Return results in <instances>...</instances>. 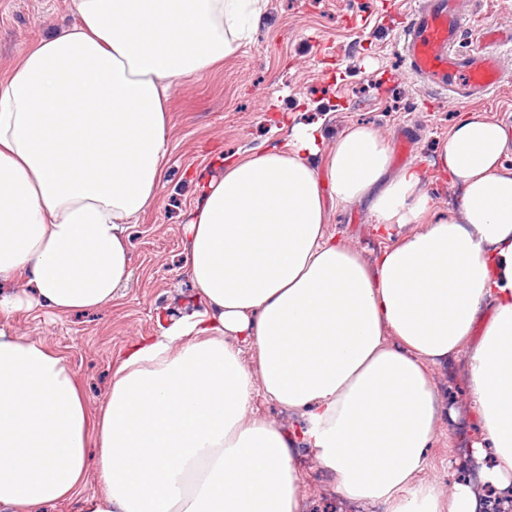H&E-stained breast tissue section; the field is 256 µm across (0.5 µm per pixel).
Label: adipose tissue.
<instances>
[{"mask_svg":"<svg viewBox=\"0 0 512 512\" xmlns=\"http://www.w3.org/2000/svg\"><path fill=\"white\" fill-rule=\"evenodd\" d=\"M266 3L70 0L73 23L0 77V284L34 290L0 295V323L36 302L63 316L116 299L132 274L125 226L162 186L171 89L235 54ZM511 152L500 123L457 122L434 165L462 187L456 217L437 216L415 166L390 174L364 125L330 144L302 125L225 158L184 227L196 309L130 346L98 410L62 354L0 326V512L73 498L81 512H299L300 444L364 505L479 512L467 484L447 506L413 479L438 414L427 367L486 307L472 446L493 456L484 483H512ZM362 201L390 240L370 263L326 231L328 204ZM257 390L307 423L249 417ZM91 447L103 490L86 497Z\"/></svg>","mask_w":512,"mask_h":512,"instance_id":"ef3b65f1","label":"adipose tissue"}]
</instances>
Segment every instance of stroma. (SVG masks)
I'll use <instances>...</instances> for the list:
<instances>
[{
    "instance_id": "obj_1",
    "label": "stroma",
    "mask_w": 512,
    "mask_h": 512,
    "mask_svg": "<svg viewBox=\"0 0 512 512\" xmlns=\"http://www.w3.org/2000/svg\"><path fill=\"white\" fill-rule=\"evenodd\" d=\"M411 0H268L251 42L220 67L173 87L170 156L156 206L129 225L132 276L112 305L55 316L35 308L15 312V335L41 340L78 373L90 409L106 399L120 353L136 338L193 306L184 268L182 226L209 178L223 173L232 153L286 139L292 125L321 123L328 141L351 125L369 124L387 141L393 170L414 164L427 175L436 205L452 207L459 193L430 165L452 125L481 109L512 128V87L482 103L456 104L411 77L397 37ZM68 0H0V73L45 32L72 22ZM327 231L364 255L388 244L368 207L330 206ZM465 342L448 362L431 366L441 400L427 464L418 482L451 501L463 456L460 440L476 436L469 414ZM302 512H353L313 449L294 454Z\"/></svg>"
}]
</instances>
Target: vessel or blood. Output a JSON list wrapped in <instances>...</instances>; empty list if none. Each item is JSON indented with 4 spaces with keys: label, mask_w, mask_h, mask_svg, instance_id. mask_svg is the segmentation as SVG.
I'll list each match as a JSON object with an SVG mask.
<instances>
[{
    "label": "vessel or blood",
    "mask_w": 512,
    "mask_h": 512,
    "mask_svg": "<svg viewBox=\"0 0 512 512\" xmlns=\"http://www.w3.org/2000/svg\"><path fill=\"white\" fill-rule=\"evenodd\" d=\"M468 22L458 0H425L413 8L400 37L410 74L452 101L484 100L512 84L503 66L504 52L512 53V30L482 31L477 48L466 50L461 43Z\"/></svg>",
    "instance_id": "b4317fda"
}]
</instances>
